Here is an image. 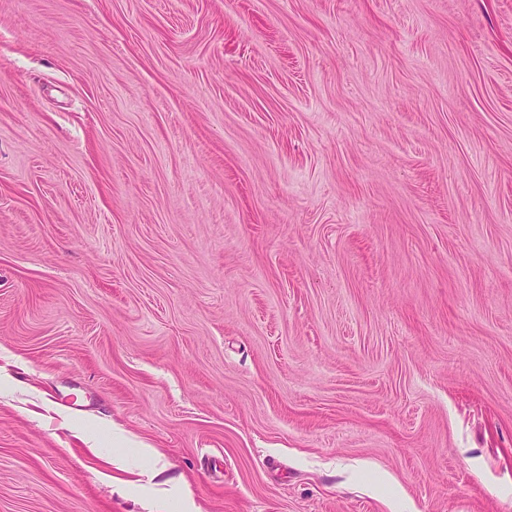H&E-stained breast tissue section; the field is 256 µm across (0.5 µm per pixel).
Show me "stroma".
<instances>
[{"instance_id":"stroma-1","label":"stroma","mask_w":512,"mask_h":512,"mask_svg":"<svg viewBox=\"0 0 512 512\" xmlns=\"http://www.w3.org/2000/svg\"><path fill=\"white\" fill-rule=\"evenodd\" d=\"M185 491L512 512V0H0V512Z\"/></svg>"}]
</instances>
